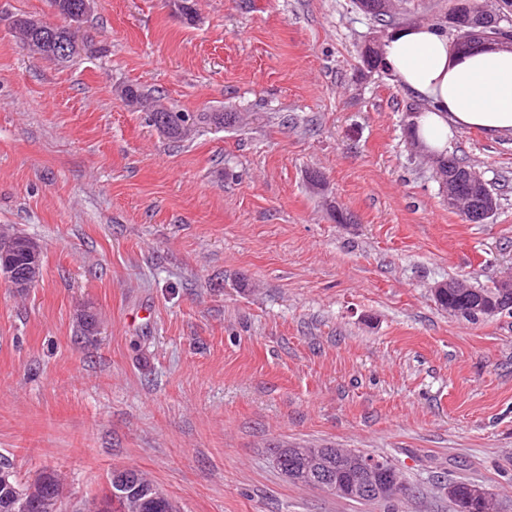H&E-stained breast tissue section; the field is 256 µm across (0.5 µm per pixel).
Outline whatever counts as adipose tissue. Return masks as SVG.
I'll list each match as a JSON object with an SVG mask.
<instances>
[{"mask_svg":"<svg viewBox=\"0 0 512 512\" xmlns=\"http://www.w3.org/2000/svg\"><path fill=\"white\" fill-rule=\"evenodd\" d=\"M383 67L421 104L410 132L425 152L452 150L467 130L512 137V49L463 51L446 29L420 22L387 30Z\"/></svg>","mask_w":512,"mask_h":512,"instance_id":"1","label":"adipose tissue"}]
</instances>
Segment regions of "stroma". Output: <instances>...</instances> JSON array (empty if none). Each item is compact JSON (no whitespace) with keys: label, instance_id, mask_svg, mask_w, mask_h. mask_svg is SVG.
Returning <instances> with one entry per match:
<instances>
[{"label":"stroma","instance_id":"obj_1","mask_svg":"<svg viewBox=\"0 0 512 512\" xmlns=\"http://www.w3.org/2000/svg\"><path fill=\"white\" fill-rule=\"evenodd\" d=\"M48 8L0 0V228L43 252L32 288L0 281V462L76 505L136 468L181 512H455L456 481L512 512V314L432 293L512 268V139L454 144L497 199L471 224L410 146L419 102L364 66L356 0H197L191 25L99 0L68 63L14 32ZM127 84L240 121L173 141ZM277 443L387 457L414 493L288 483Z\"/></svg>","mask_w":512,"mask_h":512}]
</instances>
